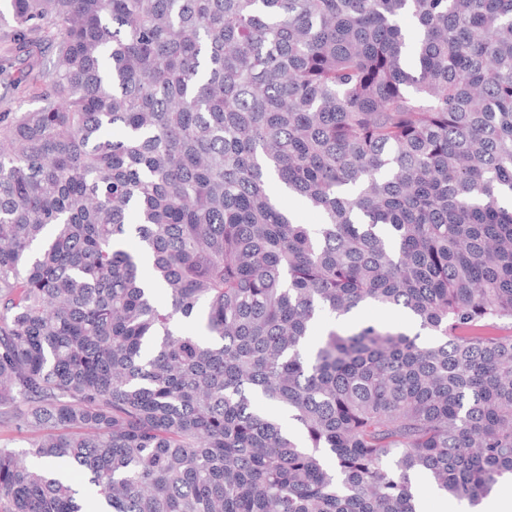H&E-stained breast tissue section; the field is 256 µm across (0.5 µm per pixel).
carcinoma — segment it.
<instances>
[{
  "label": "carcinoma",
  "instance_id": "carcinoma-1",
  "mask_svg": "<svg viewBox=\"0 0 512 512\" xmlns=\"http://www.w3.org/2000/svg\"><path fill=\"white\" fill-rule=\"evenodd\" d=\"M5 2L0 512L512 476V0Z\"/></svg>",
  "mask_w": 512,
  "mask_h": 512
}]
</instances>
